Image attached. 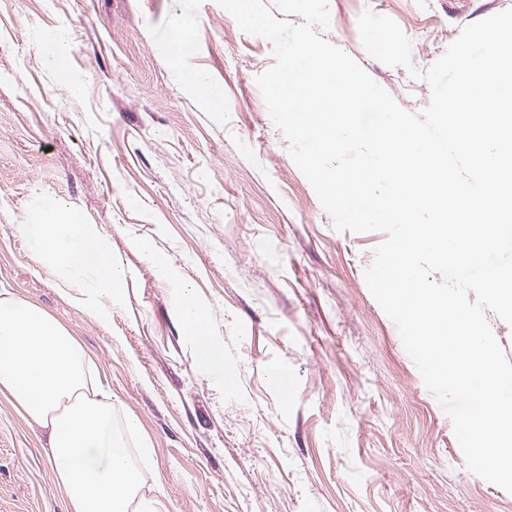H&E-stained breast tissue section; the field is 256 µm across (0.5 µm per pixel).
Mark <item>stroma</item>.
<instances>
[{
    "instance_id": "35a3bbf8",
    "label": "stroma",
    "mask_w": 512,
    "mask_h": 512,
    "mask_svg": "<svg viewBox=\"0 0 512 512\" xmlns=\"http://www.w3.org/2000/svg\"><path fill=\"white\" fill-rule=\"evenodd\" d=\"M512 0H329L322 36L406 111L427 71ZM411 67L364 49L363 12ZM272 43L218 0H0V282L81 343L162 512H512L465 466L365 272L385 235L334 229L256 78ZM123 273L101 300L13 231L45 202ZM166 255L168 274L153 264ZM209 311L225 377L198 361L182 299ZM46 434L0 397V512H69Z\"/></svg>"
}]
</instances>
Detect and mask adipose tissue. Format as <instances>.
<instances>
[{
  "label": "adipose tissue",
  "instance_id": "ef3b65f1",
  "mask_svg": "<svg viewBox=\"0 0 512 512\" xmlns=\"http://www.w3.org/2000/svg\"><path fill=\"white\" fill-rule=\"evenodd\" d=\"M14 230L71 279L94 272L98 294L117 293L121 271L77 214H61L48 202ZM182 319L199 362L223 374L224 345L211 334L206 307L186 300ZM103 393L79 341L46 312L0 287V394L46 430L45 453L70 512H158L143 492V470L129 461L125 435L137 424L131 420L118 429Z\"/></svg>",
  "mask_w": 512,
  "mask_h": 512
}]
</instances>
